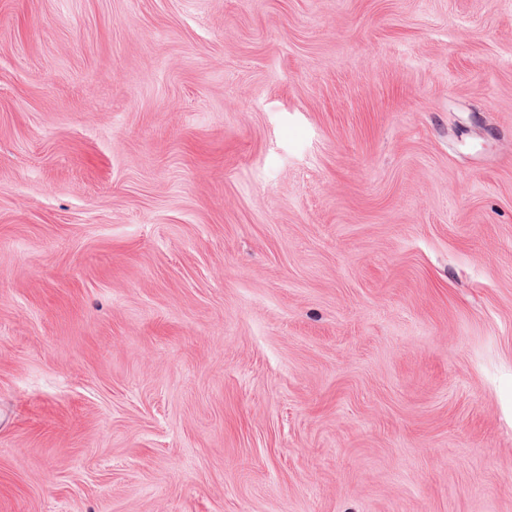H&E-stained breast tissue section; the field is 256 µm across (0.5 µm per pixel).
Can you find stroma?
I'll list each match as a JSON object with an SVG mask.
<instances>
[{
    "label": "stroma",
    "instance_id": "1",
    "mask_svg": "<svg viewBox=\"0 0 512 512\" xmlns=\"http://www.w3.org/2000/svg\"><path fill=\"white\" fill-rule=\"evenodd\" d=\"M0 512H512V0H0Z\"/></svg>",
    "mask_w": 512,
    "mask_h": 512
}]
</instances>
